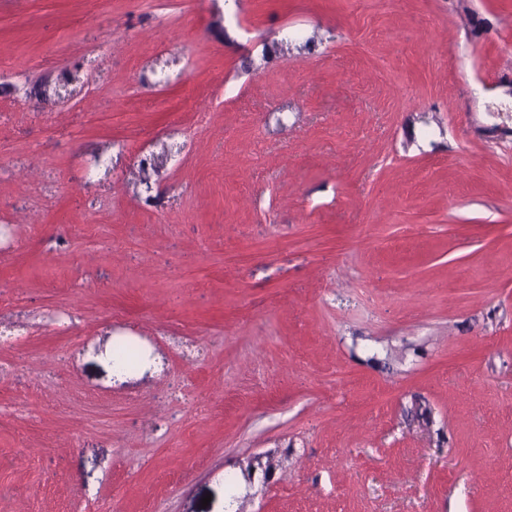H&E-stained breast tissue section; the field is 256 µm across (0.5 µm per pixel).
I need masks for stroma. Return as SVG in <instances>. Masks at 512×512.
<instances>
[{"mask_svg": "<svg viewBox=\"0 0 512 512\" xmlns=\"http://www.w3.org/2000/svg\"><path fill=\"white\" fill-rule=\"evenodd\" d=\"M0 327V512H512V0H0Z\"/></svg>", "mask_w": 512, "mask_h": 512, "instance_id": "1", "label": "stroma"}]
</instances>
